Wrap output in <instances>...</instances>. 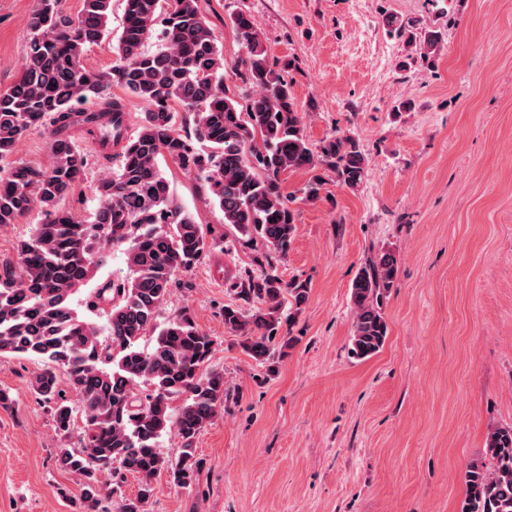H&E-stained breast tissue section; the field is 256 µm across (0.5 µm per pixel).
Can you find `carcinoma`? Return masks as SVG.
<instances>
[{
    "label": "carcinoma",
    "mask_w": 512,
    "mask_h": 512,
    "mask_svg": "<svg viewBox=\"0 0 512 512\" xmlns=\"http://www.w3.org/2000/svg\"><path fill=\"white\" fill-rule=\"evenodd\" d=\"M124 22L111 69L85 68L87 48L110 34L112 0H83L80 14H64L62 0H39L27 21L28 57L19 79L0 91V161L29 131L49 123L51 164L17 166L0 174V226L13 224L33 206L43 219L17 246L18 269L0 275V356H36L48 363L29 380L32 391L53 403L58 428L68 431L81 415L78 454L59 449L57 461L84 476L86 512H108L106 498L121 492L128 474L140 477L136 496L120 512H143L161 469L173 483L191 485L201 460L196 439L224 401V371L211 366L216 341L189 314L158 323L159 309L175 274L190 269L219 245L203 225L173 200L159 158L194 174L224 223L261 241L269 253L286 255L295 215L280 176L314 172L321 165L336 183L355 190L367 175L358 142L343 134L314 150L304 133L292 87L269 63L253 18L243 12L229 23L246 50L244 79L253 92L239 103L224 85V53L198 0H124ZM161 41L146 50L153 39ZM151 105L138 133L126 135L123 99L112 85ZM99 100L95 111L75 103ZM192 118L193 132L177 127L178 110ZM81 129L104 149L121 146L119 170L96 188L95 219L85 224L58 207L86 161L71 131ZM122 250L129 268L116 286L104 282L95 304L109 307L106 339L70 305L111 250ZM398 273V259L383 252L369 260L351 288L354 323L351 354L367 359L387 338L384 300ZM242 304L224 306V326L242 338L254 361L274 370L293 338L276 345L282 309L297 311L308 288L283 281L273 266L235 284ZM152 336L148 350L140 341ZM65 370L75 399L62 394L55 368ZM180 404H175V401ZM173 432L181 454L166 461L159 439ZM460 512H512V426L496 427L485 456L469 462Z\"/></svg>",
    "instance_id": "carcinoma-1"
}]
</instances>
